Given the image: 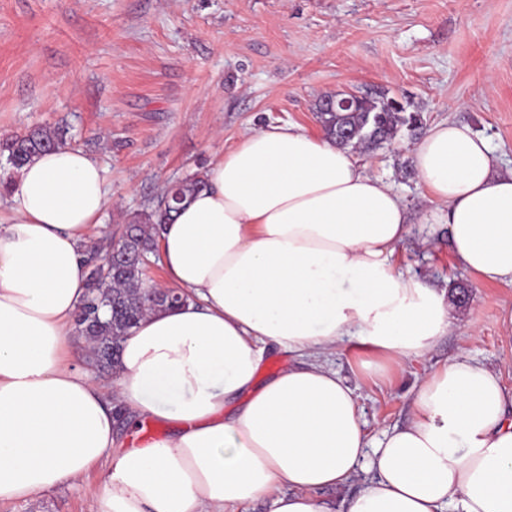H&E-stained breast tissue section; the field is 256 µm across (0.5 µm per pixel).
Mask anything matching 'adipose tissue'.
Masks as SVG:
<instances>
[{"mask_svg":"<svg viewBox=\"0 0 512 512\" xmlns=\"http://www.w3.org/2000/svg\"><path fill=\"white\" fill-rule=\"evenodd\" d=\"M458 266L512 284V169L453 120L412 155ZM156 237L166 288L122 342L109 384L70 365L87 240L105 171L69 147L40 153L0 207V503L82 484L90 512H512V391L459 355L419 381L402 425L370 439L328 365L353 343L379 374L433 353L448 292L396 267L402 197L348 150L297 124L246 130ZM297 361L266 380L267 351ZM170 424L127 446L118 413ZM370 477L338 508L321 491Z\"/></svg>","mask_w":512,"mask_h":512,"instance_id":"1","label":"adipose tissue"}]
</instances>
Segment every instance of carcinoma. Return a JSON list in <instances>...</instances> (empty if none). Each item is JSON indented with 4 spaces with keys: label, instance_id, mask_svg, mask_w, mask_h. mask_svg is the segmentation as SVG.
Here are the masks:
<instances>
[{
    "label": "carcinoma",
    "instance_id": "cac0c4a2",
    "mask_svg": "<svg viewBox=\"0 0 512 512\" xmlns=\"http://www.w3.org/2000/svg\"><path fill=\"white\" fill-rule=\"evenodd\" d=\"M339 98V94L320 97L314 112L324 135L340 147H376L394 137L398 128L415 130L422 124L419 112L406 111L404 103L385 92L357 94L346 109L323 106ZM65 144L64 128L45 125L1 143L0 149L8 152L9 163L17 171L37 154ZM204 186L203 177L198 175L170 184L157 208L131 215L124 229L105 246L88 248V294L75 324L79 334L93 343L92 358L97 365L116 368L123 338L140 318L154 307L182 301L176 292L152 284L147 275L149 256L156 251L157 228L170 220L177 205ZM114 242L134 259L105 263L106 252Z\"/></svg>",
    "mask_w": 512,
    "mask_h": 512
}]
</instances>
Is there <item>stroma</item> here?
<instances>
[{
  "mask_svg": "<svg viewBox=\"0 0 512 512\" xmlns=\"http://www.w3.org/2000/svg\"><path fill=\"white\" fill-rule=\"evenodd\" d=\"M369 90L421 112L424 127L468 125L511 167L512 0H0V141L67 123V145L97 159L111 183L93 244L155 205L168 182L204 172L246 128L295 123L317 134L318 98ZM420 140L403 129L356 153L416 214L431 206L412 163ZM397 262L467 298L455 306L460 328L386 378L370 351L331 355L374 435L408 419L425 370L460 354L512 390L503 325L512 284L456 267L444 224L412 225ZM0 512H89V503L64 488Z\"/></svg>",
  "mask_w": 512,
  "mask_h": 512,
  "instance_id": "1",
  "label": "stroma"
}]
</instances>
